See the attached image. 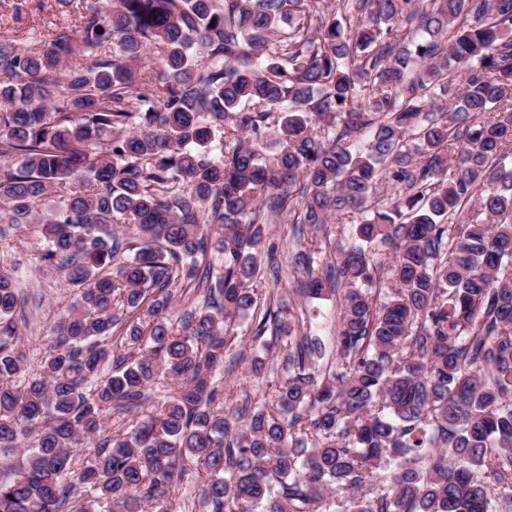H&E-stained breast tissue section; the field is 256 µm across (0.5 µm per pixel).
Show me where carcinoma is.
Returning a JSON list of instances; mask_svg holds the SVG:
<instances>
[{
  "instance_id": "1",
  "label": "carcinoma",
  "mask_w": 512,
  "mask_h": 512,
  "mask_svg": "<svg viewBox=\"0 0 512 512\" xmlns=\"http://www.w3.org/2000/svg\"><path fill=\"white\" fill-rule=\"evenodd\" d=\"M57 189L76 300L35 367L0 264V512H186L194 469L206 512H512V0H110L0 41V235ZM283 214L332 347L260 309ZM249 315L283 384L227 414Z\"/></svg>"
}]
</instances>
